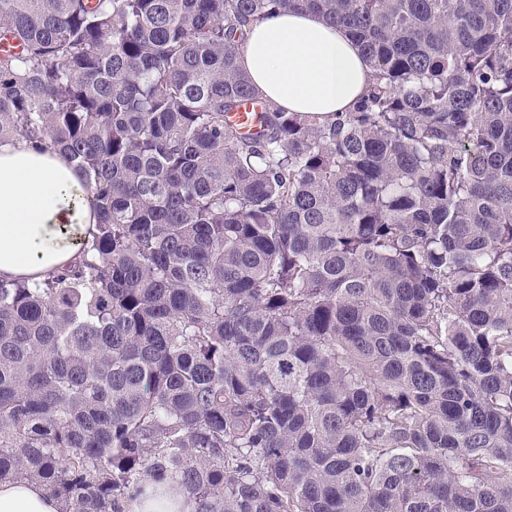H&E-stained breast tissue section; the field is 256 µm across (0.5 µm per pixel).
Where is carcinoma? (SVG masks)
Segmentation results:
<instances>
[{"label": "carcinoma", "instance_id": "1", "mask_svg": "<svg viewBox=\"0 0 512 512\" xmlns=\"http://www.w3.org/2000/svg\"><path fill=\"white\" fill-rule=\"evenodd\" d=\"M286 9L356 41L354 111L240 70ZM0 43V140L50 142L97 218L64 272L0 279V482L512 512V0H0Z\"/></svg>", "mask_w": 512, "mask_h": 512}]
</instances>
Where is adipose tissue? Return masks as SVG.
Instances as JSON below:
<instances>
[{"mask_svg": "<svg viewBox=\"0 0 512 512\" xmlns=\"http://www.w3.org/2000/svg\"><path fill=\"white\" fill-rule=\"evenodd\" d=\"M247 32L240 68L282 110L349 112L369 86L370 67L357 43L319 13L282 11ZM88 197L58 150L22 139L0 143V278L33 282L63 271L95 222ZM59 510L38 484H0V512Z\"/></svg>", "mask_w": 512, "mask_h": 512, "instance_id": "1", "label": "adipose tissue"}]
</instances>
